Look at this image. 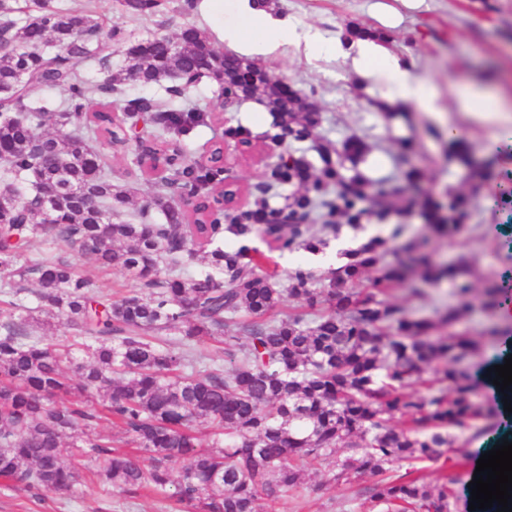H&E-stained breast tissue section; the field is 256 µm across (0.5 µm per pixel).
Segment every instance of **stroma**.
I'll list each match as a JSON object with an SVG mask.
<instances>
[{"label":"stroma","instance_id":"obj_1","mask_svg":"<svg viewBox=\"0 0 512 512\" xmlns=\"http://www.w3.org/2000/svg\"><path fill=\"white\" fill-rule=\"evenodd\" d=\"M270 5L298 25L315 27L326 38L346 45L352 42L355 29L385 33L390 38L387 51L414 61L416 75L436 87L438 111L421 112L410 103L391 100L388 88L372 84L344 55L332 61L309 60L288 46L264 61L288 88L315 103L319 113L311 138L286 139V148L315 164L319 161L313 149L315 141H327L339 149L347 140L360 138L369 151L359 161V170L370 179L386 180L405 190L410 206L400 218L405 238L428 237V251L437 263L468 265L473 290L466 299H459L453 281L445 280L428 288L423 297L414 296L407 284H400L390 300L415 319L435 320L448 306L466 305L465 315L451 330L478 343L466 368L480 380L477 401L497 408L481 377L487 367L500 361L504 339H512V321L503 320L499 309L487 307L485 291L493 286L512 289V209L499 206L500 201H512V112L506 109L494 120L477 122L459 110L458 95L463 86L477 84L489 87L506 106L512 103V0H270ZM94 7L113 25L126 30L134 42L172 36L192 26L204 33L217 51L228 49L224 12L211 0H174L168 14L154 17L134 16L120 0H95ZM217 89L210 81L188 93L192 105L215 110L212 126L198 128L187 142L191 161H201L214 133L226 127H246L258 145L268 143L278 132L263 94L224 111L216 106ZM451 128L456 129L469 155L483 163V176H471L452 155L447 137ZM88 143L110 157L113 182L128 189L125 215H133L151 200L153 189L134 167L132 156L113 154L96 137ZM413 169L423 171L425 178L411 186L406 174ZM449 189L469 198L463 231L451 241L429 238L421 214L423 198H442ZM248 247L250 256L281 288L287 287L294 263L309 265L320 274L327 270L302 250L295 252L293 262H286L284 253L270 250L258 234L251 237ZM67 259L75 273L88 282L91 296L104 297L134 285L120 266H105L93 256L75 253ZM451 330L437 327L431 337L439 339ZM369 483V477L361 475L349 484L331 482L317 491L307 487L296 496H264L259 512H363L362 494ZM0 512H180V507L166 494L106 492L86 479L77 491L47 489L37 499L25 490L0 485Z\"/></svg>","mask_w":512,"mask_h":512}]
</instances>
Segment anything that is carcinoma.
Instances as JSON below:
<instances>
[{
    "instance_id": "1",
    "label": "carcinoma",
    "mask_w": 512,
    "mask_h": 512,
    "mask_svg": "<svg viewBox=\"0 0 512 512\" xmlns=\"http://www.w3.org/2000/svg\"><path fill=\"white\" fill-rule=\"evenodd\" d=\"M50 0H0V30L10 43L0 49V304L27 317L57 313L74 330L67 345L28 334L24 321L0 332V478L39 498L44 489L70 491L80 477L81 458L91 453L100 484L124 492L145 486L164 492L191 512H258L257 501L286 496L301 486L305 469L333 459V480L368 473L365 512H451L459 475L442 470L431 484L416 463L449 458L461 436L497 433L502 420L475 399V383L458 366L478 345L454 332L433 341L435 323L413 319L385 299L411 274L413 293L444 279L465 297L471 284L455 266L436 264L427 239L401 245L410 270L388 260V241L372 237L345 253L316 287L301 266L288 273V287L249 257L244 245L265 227L269 247L279 252L316 251L323 235L343 225L357 228L369 215L384 223L404 213L401 191L356 172L344 174L326 144L315 146L321 167L313 170L291 154L264 173L261 189L246 209L229 207L211 216L209 203L224 189V168H193L173 157L172 175L155 183L154 205L134 220L121 219L128 191L113 183L109 164L90 150L86 134L108 145L126 146L124 131L141 121L154 128L153 147L183 152V142L212 123V112L187 102V90L166 87L169 100L126 101V118L114 115L112 95L126 80L160 85L176 73L195 81L256 72L241 95L264 93L281 133L303 140L318 123L307 97L273 98L268 71L237 55L214 50L195 27L174 38L128 46L126 65L112 73V45L125 33L88 7L70 11ZM139 16L168 12V0H123ZM94 60L102 77H79L78 65ZM61 89L55 103L40 96ZM250 131L227 127L212 139L247 143ZM299 184L286 209L270 206L268 192ZM51 193L44 208L42 191ZM468 198L448 193L442 206L427 198L423 217L439 236L462 230ZM50 241L61 251L92 255L103 265L118 262L139 288L105 302L87 292L62 257L24 268L20 254ZM214 246L208 269L194 274L185 259L195 245ZM376 276L359 286L363 275ZM35 276L37 306L21 297L20 282ZM302 300V311L279 317L283 294ZM215 343L211 357L195 352ZM436 362L443 377H426ZM79 375L73 384L64 367ZM418 384L427 393L409 388ZM102 398L95 407L94 396ZM406 417L403 427L388 416ZM102 421L118 427L137 452L112 450V439L67 442L72 433ZM210 432L203 446L201 430ZM349 454L335 459L339 444ZM410 463L403 474L396 466Z\"/></svg>"
}]
</instances>
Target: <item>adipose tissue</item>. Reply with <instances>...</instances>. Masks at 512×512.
Instances as JSON below:
<instances>
[{
	"label": "adipose tissue",
	"instance_id": "adipose-tissue-1",
	"mask_svg": "<svg viewBox=\"0 0 512 512\" xmlns=\"http://www.w3.org/2000/svg\"><path fill=\"white\" fill-rule=\"evenodd\" d=\"M224 39L245 54L264 57L275 56L287 45L303 47L306 56L316 60L341 53L337 42L327 41L316 30H298L288 17L270 11L264 0H224ZM352 63L374 84L388 86L397 98L413 103L419 111H436L434 86L413 73L411 62L362 40L355 45Z\"/></svg>",
	"mask_w": 512,
	"mask_h": 512
}]
</instances>
